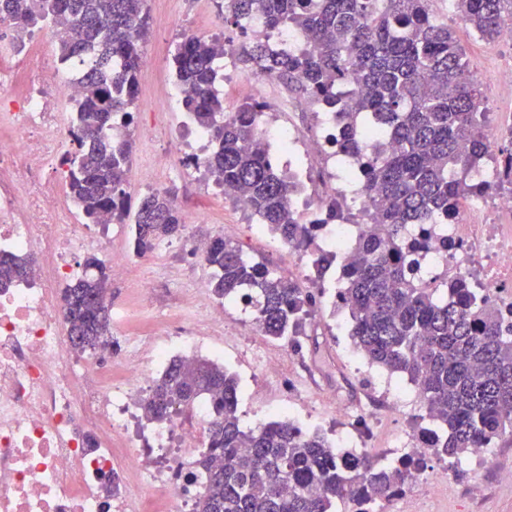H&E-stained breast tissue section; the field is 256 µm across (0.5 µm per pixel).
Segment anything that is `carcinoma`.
Returning <instances> with one entry per match:
<instances>
[{
    "instance_id": "cac0c4a2",
    "label": "carcinoma",
    "mask_w": 512,
    "mask_h": 512,
    "mask_svg": "<svg viewBox=\"0 0 512 512\" xmlns=\"http://www.w3.org/2000/svg\"><path fill=\"white\" fill-rule=\"evenodd\" d=\"M429 0H224V21L246 28L259 11L267 31L285 25L309 36L306 50L273 51L258 39L241 48L201 37L182 41L172 58L176 82L187 85L184 111L208 135L207 160L216 182L246 196L257 223L285 243L304 248L314 224H300L289 205L288 174L273 171L253 114L254 101L224 111L218 89L220 54L242 52L261 73L296 85L323 110L347 120L339 152L362 164L361 193L378 221L365 225L351 259L339 270L340 292L352 321L350 336L369 363L406 376L421 392L432 426L421 455L456 466L482 443L512 435V324L465 281L439 294L418 285L408 242L410 224H446L457 202L487 189L467 182L489 143L481 125L482 95L474 80L459 79L463 51L452 28L435 21ZM455 11L486 41L512 23V0H453ZM0 21L18 33L46 27L58 39V63L84 85L71 114L76 147L63 165L74 204L88 224L129 215L123 190L131 154L126 129L137 108L143 61L140 43L149 25L147 0H0ZM352 76L359 91L344 98L340 81ZM366 123L387 128L389 146L363 154ZM184 227L166 193L146 195L133 215L137 255ZM204 260L213 269L212 293L241 299L263 335L296 344L310 339L305 324L319 292L303 288L247 257L221 237ZM91 277L62 291L66 319L79 352L114 346L106 303L104 262L91 256ZM15 258H0V288L29 275ZM238 380L206 358L176 359L148 396V418L167 422L179 409L206 398L214 409L207 447L198 462L202 488L195 512H334L350 502L356 512L404 490L420 459L387 465L342 452L319 433L288 419L244 429Z\"/></svg>"
}]
</instances>
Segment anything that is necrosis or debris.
I'll return each instance as SVG.
<instances>
[{
  "mask_svg": "<svg viewBox=\"0 0 512 512\" xmlns=\"http://www.w3.org/2000/svg\"><path fill=\"white\" fill-rule=\"evenodd\" d=\"M0 66V252L20 259L32 278L0 289V512H193L196 450L212 413L199 400L186 413L145 430V402L156 376L177 356L200 355L224 331V305L204 288L193 298L182 336L146 332L126 337L118 352H74L60 285L85 276L79 257L97 253L113 277L134 259L112 247V227L83 223L66 181L54 169L71 141V109L80 81L52 69L41 55L6 51ZM260 137L294 171L298 195L308 202L306 223L319 232L299 257V275L314 282L320 255L345 260L356 240L353 225L329 220L321 199L310 196L296 165L301 139L272 113L255 116ZM512 132V113L498 112L487 135L491 159L474 171L491 187L479 205L465 204L452 224H412L408 239L419 283L465 278L512 322V182L497 181L511 157L498 145ZM203 133L166 151L142 135L145 173L178 164L202 171L208 154Z\"/></svg>",
  "mask_w": 512,
  "mask_h": 512,
  "instance_id": "obj_1",
  "label": "necrosis or debris"
}]
</instances>
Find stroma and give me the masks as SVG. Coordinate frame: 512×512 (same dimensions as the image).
<instances>
[{
  "label": "stroma",
  "mask_w": 512,
  "mask_h": 512,
  "mask_svg": "<svg viewBox=\"0 0 512 512\" xmlns=\"http://www.w3.org/2000/svg\"><path fill=\"white\" fill-rule=\"evenodd\" d=\"M147 8L150 26L141 51L156 58L157 68L153 74L139 77L138 108L131 127L132 162L124 186L128 207L133 211L145 195L137 166L142 154L139 132L162 130V139L155 143L160 150L169 149L182 139L183 130L174 118L182 105L168 99V91L176 83L171 61L177 45L200 28L206 29L212 39L238 43L244 40L237 26L221 19L215 0H207L203 5L196 0H148ZM429 9L438 22L454 28L467 67L480 83L487 111L512 110V91L498 79L502 64L512 61V49L477 37L455 15L449 0H429ZM261 80L254 63L242 56L233 58L221 85L225 111H236L242 103L256 99V87ZM301 101L299 93L292 89L282 97L268 93L265 99L268 111L274 112L280 122H293L310 137L318 133L319 126L314 112L303 110ZM209 180L204 172L175 179L163 169L154 175L158 191L170 192L178 208H190L200 216L194 234L207 238L222 236L238 244L247 256L268 264L282 276L297 279L298 253L285 248L271 249L266 238L255 231L250 213L237 210L224 196L208 191L205 184ZM146 259V265H134L125 280L110 282L109 288L113 304L145 305L154 321L185 304V286L207 285L212 280V270L204 260L189 258L175 247L147 253ZM145 276L152 282L146 291L141 288ZM350 328L347 311L321 303L307 321L311 341L303 342L297 350L260 334L252 323L250 310L242 304L225 302L222 360L225 369L239 381L238 412L243 425L255 426L260 416L273 420L276 407L287 405L293 409V418L307 422L309 431L337 439L350 424L330 415L325 402L330 395L347 403L352 412L369 413L362 452L375 462H391L388 446L392 436L426 426L424 410L414 400L406 401L394 414L372 408V389L359 374L367 361L353 345ZM260 350L275 351L284 357L288 386H281L276 378L257 371L254 356ZM506 470H512V435L498 439L493 456L468 468L466 476L449 475L447 487L440 492L434 494L412 485L394 498L392 506L395 512H512V487L498 482L499 473Z\"/></svg>",
  "instance_id": "35a3bbf8"
}]
</instances>
